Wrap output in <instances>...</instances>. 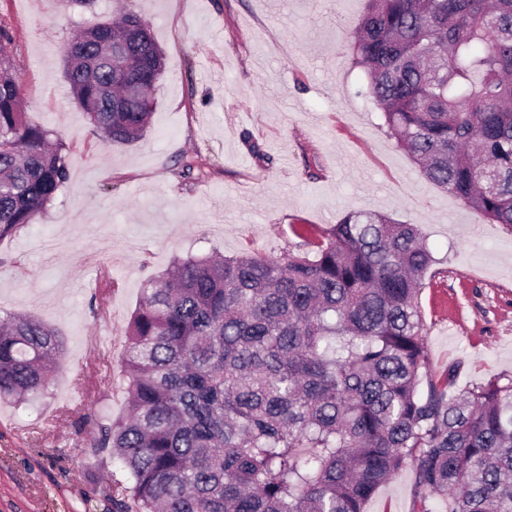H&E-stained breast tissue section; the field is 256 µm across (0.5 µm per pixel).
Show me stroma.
I'll use <instances>...</instances> for the list:
<instances>
[{"mask_svg":"<svg viewBox=\"0 0 512 512\" xmlns=\"http://www.w3.org/2000/svg\"><path fill=\"white\" fill-rule=\"evenodd\" d=\"M364 0H0L31 123L71 152L35 223L0 240V315L63 337L43 393L0 403V512H105L112 460L78 429L124 417L125 332L149 277L177 257H276L298 224L350 212L417 225L430 371L462 389L512 375V229L427 181L391 137L349 49ZM141 15L165 52L151 125L107 146L68 98L63 47L86 21ZM116 283L95 293L96 281ZM96 335L109 356L89 346ZM404 472L366 512H411Z\"/></svg>","mask_w":512,"mask_h":512,"instance_id":"obj_1","label":"stroma"}]
</instances>
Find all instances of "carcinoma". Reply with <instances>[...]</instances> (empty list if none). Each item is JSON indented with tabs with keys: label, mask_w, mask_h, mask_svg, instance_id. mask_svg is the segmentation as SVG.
Wrapping results in <instances>:
<instances>
[{
	"label": "carcinoma",
	"mask_w": 512,
	"mask_h": 512,
	"mask_svg": "<svg viewBox=\"0 0 512 512\" xmlns=\"http://www.w3.org/2000/svg\"><path fill=\"white\" fill-rule=\"evenodd\" d=\"M135 34L129 56L108 46ZM366 93L423 176L512 229V0H365L351 34ZM165 54L127 12L65 46L70 95L108 144L150 125ZM0 50V239L69 180ZM313 255L179 258L127 328L129 414L86 442L126 476L109 512H365L411 470L412 512H512V376L458 392L428 371L415 225L357 212L292 228ZM59 333L0 321V400L43 391Z\"/></svg>",
	"instance_id": "1"
}]
</instances>
